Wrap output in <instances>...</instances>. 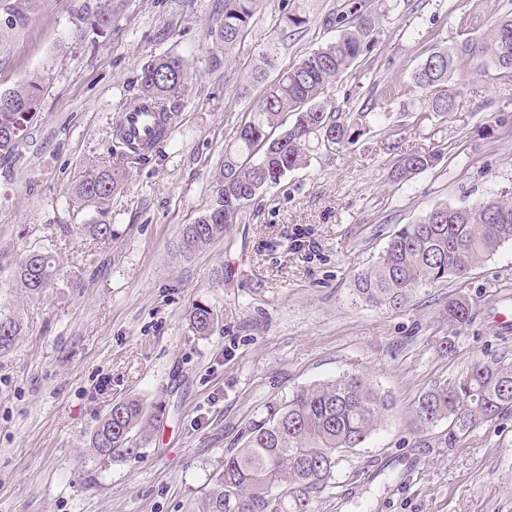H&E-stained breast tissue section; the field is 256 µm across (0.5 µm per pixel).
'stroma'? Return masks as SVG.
<instances>
[{
	"label": "stroma",
	"instance_id": "1",
	"mask_svg": "<svg viewBox=\"0 0 512 512\" xmlns=\"http://www.w3.org/2000/svg\"><path fill=\"white\" fill-rule=\"evenodd\" d=\"M284 0H263L249 33L223 52L212 30L224 0H115L106 36L81 35L95 0H28L24 24L0 0V91L43 80L39 115L10 158L0 157V314L21 333L0 351V512H200L217 460L240 447L269 408L305 385L356 369L394 399L361 448L344 453L316 512H512V416L476 428L456 448L410 436L412 408L432 385L477 359L512 362V244L462 280L419 290L402 309L367 306L354 279L390 236L438 203L466 206L512 191V76L457 73V108L439 118L410 109L412 69L435 47L486 32L512 0H405L370 53L332 89L356 120L387 105L350 149L311 153L307 166L248 203L223 239L184 258V225L213 203V173L261 87L248 86L266 44L278 65L332 40L338 0H315L310 21L283 34ZM174 54L190 80L172 134L105 211L75 201L72 185L115 162L119 115L134 102L143 62ZM437 166L395 183L403 153ZM111 224L102 240L93 224ZM81 233H72V226ZM56 262L48 290L29 295L20 260ZM471 323L450 333L448 299ZM218 318L211 335L189 326L194 305ZM454 345L439 353L443 336ZM162 402L164 416L138 454L103 464L88 446L112 405Z\"/></svg>",
	"mask_w": 512,
	"mask_h": 512
}]
</instances>
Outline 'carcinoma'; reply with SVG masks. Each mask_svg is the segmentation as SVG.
<instances>
[{
	"label": "carcinoma",
	"instance_id": "carcinoma-1",
	"mask_svg": "<svg viewBox=\"0 0 512 512\" xmlns=\"http://www.w3.org/2000/svg\"><path fill=\"white\" fill-rule=\"evenodd\" d=\"M261 2L224 0V18L214 29L224 51L248 32ZM399 6L398 0H383L372 12L360 0H344L334 18L336 37L306 52L286 70H277L275 45L261 51L252 82L263 85V94L233 145L224 150V161L214 175L213 204L196 223L183 228L178 246L183 257L224 238L248 202L307 165L311 145L340 151L358 143L364 130L348 121L330 90L371 50L382 20ZM113 15L114 0H97L80 21L101 36L112 27ZM309 22L307 0H298L280 19L284 31L299 30ZM461 60L474 61L484 71L512 74V17L494 21L478 42L466 39L426 56L410 77L420 111L436 118L454 108L460 95L455 76ZM275 70L278 75L271 81L269 74ZM189 77L188 63L180 56L149 59L136 77L135 99H146L170 117ZM42 92L38 79L4 91L12 104L0 108V157L15 152L19 139L13 130L35 120ZM288 114L293 120L285 128L282 117ZM438 161L433 153H405L392 167L390 179L406 182ZM125 178L121 163L93 168L73 186L72 195L79 202L102 203L121 190ZM506 243L512 244L511 192L463 207L440 203L391 235L375 265L355 278L354 293L370 306L399 310L426 286L466 278ZM54 270L51 256L33 252L19 263L16 278L39 295L50 286ZM445 319L453 331L469 324L473 312L467 298L449 299ZM216 322L214 312L203 305L189 315V325L199 336L210 335ZM19 332L18 321L0 316V350L8 349ZM393 405L390 394L356 370L297 389L287 402L268 410L241 447L224 454L211 478L203 512H315L316 494L335 481L338 454L362 447ZM511 414L512 363L478 360L465 375L420 394L411 434L421 439L446 421L448 429L438 439L443 447L455 448L478 426ZM161 415L159 402L149 411L136 398L113 404L90 436L94 456L108 462L137 455L139 442L149 437Z\"/></svg>",
	"mask_w": 512,
	"mask_h": 512
}]
</instances>
